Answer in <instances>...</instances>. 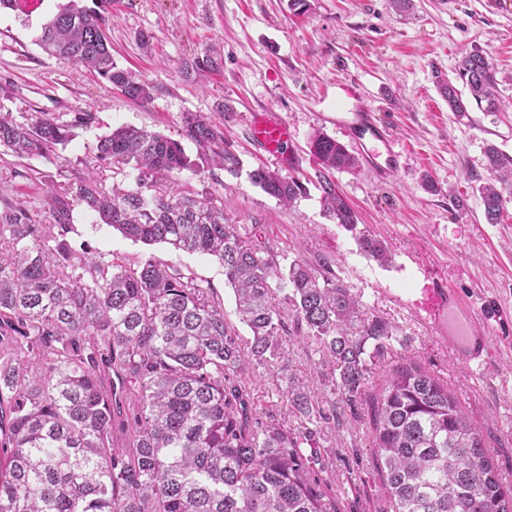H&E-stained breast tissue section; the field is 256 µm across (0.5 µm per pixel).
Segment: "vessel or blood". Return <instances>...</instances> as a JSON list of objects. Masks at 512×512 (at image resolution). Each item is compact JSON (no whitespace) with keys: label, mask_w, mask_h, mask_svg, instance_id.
<instances>
[{"label":"vessel or blood","mask_w":512,"mask_h":512,"mask_svg":"<svg viewBox=\"0 0 512 512\" xmlns=\"http://www.w3.org/2000/svg\"><path fill=\"white\" fill-rule=\"evenodd\" d=\"M342 126L360 157L380 174H394L402 168L403 155L390 127L380 120L377 106H358L343 118ZM250 129L251 139L259 149L287 159L292 131L282 113L272 107L254 112ZM408 306L425 326L448 342L463 363L489 359L496 332L492 315L462 301L449 286L447 276L426 273L423 288Z\"/></svg>","instance_id":"1"}]
</instances>
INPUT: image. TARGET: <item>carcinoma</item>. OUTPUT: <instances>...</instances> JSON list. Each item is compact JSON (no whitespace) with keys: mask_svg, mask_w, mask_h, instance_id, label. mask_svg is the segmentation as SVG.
<instances>
[{"mask_svg":"<svg viewBox=\"0 0 512 512\" xmlns=\"http://www.w3.org/2000/svg\"><path fill=\"white\" fill-rule=\"evenodd\" d=\"M68 0L41 27L45 52L107 80L131 100L150 86L112 60L106 33L112 0ZM457 77L477 108H496V71L479 50L465 54ZM457 116L468 105L436 75ZM91 112L68 120L52 112H0V147L21 159L45 158ZM180 141L123 126L102 136L86 172L75 174L78 202L123 237L213 256L224 267L236 312L251 338L224 317L221 300L192 273L146 257L132 266L116 255L76 249L72 204L57 196L51 221L21 203L0 210V512H340L322 489L325 464L316 435L355 407L377 356L394 339L370 318L327 265L281 263L265 243L224 218L206 189L179 183L212 164L238 175L241 161L223 129L198 112L181 117ZM310 151L323 168L327 212L380 262L383 245L357 231L358 217L336 189L333 171L358 158L318 132ZM492 178L478 188L488 223L507 203L512 154L484 147ZM129 170L130 184L106 189L100 170ZM250 182L290 205L300 180L264 166ZM290 313L286 321L284 313ZM303 334L332 365L335 397L312 403L291 379L282 398L302 417L289 427L253 417L245 377L274 366L286 337ZM131 379L129 414L112 402L106 377ZM373 448L391 512H512L478 426L456 394L415 363L393 368L382 386Z\"/></svg>","mask_w":512,"mask_h":512,"instance_id":"1","label":"carcinoma"}]
</instances>
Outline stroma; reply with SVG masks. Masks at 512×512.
Wrapping results in <instances>:
<instances>
[{
	"instance_id": "1",
	"label": "stroma",
	"mask_w": 512,
	"mask_h": 512,
	"mask_svg": "<svg viewBox=\"0 0 512 512\" xmlns=\"http://www.w3.org/2000/svg\"><path fill=\"white\" fill-rule=\"evenodd\" d=\"M66 0H40L37 8L0 11V112H91L95 121L46 158L19 159L0 151V202L45 204L67 189L81 161L103 135L132 125L181 138L180 115L202 112L223 125L243 166L238 176L218 169L183 173L194 188H209L229 223L257 235L288 259L327 263L368 316L389 322L396 338L375 361L373 374L341 426L325 425L319 438L325 477L343 512H391L375 465L370 404L393 367L412 361L447 383L479 425L488 454L512 484V332L502 331L494 355L482 367L457 361L405 301L423 271L441 268L468 300L512 311V202L499 223H487L477 192L490 173L484 155L492 143L512 154V0H413L395 12L388 0H307L298 13L289 0H112L107 34L112 57L151 88L150 98L132 101L104 80L37 45L44 21ZM150 35L143 48L141 35ZM478 49L498 71V109H471L457 120L441 96L436 73L454 75L465 52ZM214 57L217 71H201ZM354 86L359 100L379 105L405 152L404 166L380 181L366 164L333 173L339 193L359 217V227L391 254L379 264L336 223L320 202L319 167L309 140L322 131L336 140L337 112L353 102L337 96ZM231 111H223L224 103ZM273 107L287 117L293 140L290 162L260 153L251 143V112ZM189 156L191 141L182 140ZM301 179L308 192L293 206L253 186L257 166ZM434 190H427L425 179ZM72 242L128 264L144 257L193 273L221 299L224 315L242 338L249 329L235 313L224 269L213 257L163 244L125 239L83 205L74 204ZM278 369H257L247 381L255 414L288 425L300 422L283 401L289 380L305 387L312 402L332 397L331 371L299 336L282 346Z\"/></svg>"
}]
</instances>
